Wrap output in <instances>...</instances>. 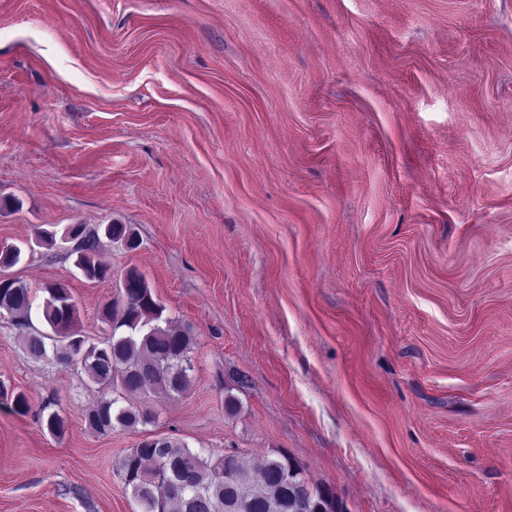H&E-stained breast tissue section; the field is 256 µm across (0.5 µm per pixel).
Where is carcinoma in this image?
<instances>
[{
    "instance_id": "cac0c4a2",
    "label": "carcinoma",
    "mask_w": 512,
    "mask_h": 512,
    "mask_svg": "<svg viewBox=\"0 0 512 512\" xmlns=\"http://www.w3.org/2000/svg\"><path fill=\"white\" fill-rule=\"evenodd\" d=\"M65 234L79 239L74 265L89 281L112 277L111 269L97 260L102 239L117 242L136 238L132 227L106 224L87 233L81 224L69 226ZM20 257L16 246L0 247V269L14 266ZM121 303L111 302L103 317L112 323V336L91 343L77 334V306L60 284L46 286L48 297L42 316L50 332L29 331L32 309L29 289L11 279L0 286V316H9L22 333L24 352L35 360L74 366L101 393L86 422L96 432L135 430L152 425L157 415L134 403L160 390L181 396L191 383L190 352L194 337L190 330L163 318L164 307L155 299L144 276L130 269L123 276ZM48 406L41 411L47 412ZM46 428L53 435L65 432L67 418L47 412ZM246 461L230 455L193 450L187 443L161 434L146 435L115 463L125 490L131 491L140 512H341L336 497L327 488L308 489L302 466L287 454L277 452L254 460L256 477L243 478ZM186 487L167 490L166 479Z\"/></svg>"
}]
</instances>
